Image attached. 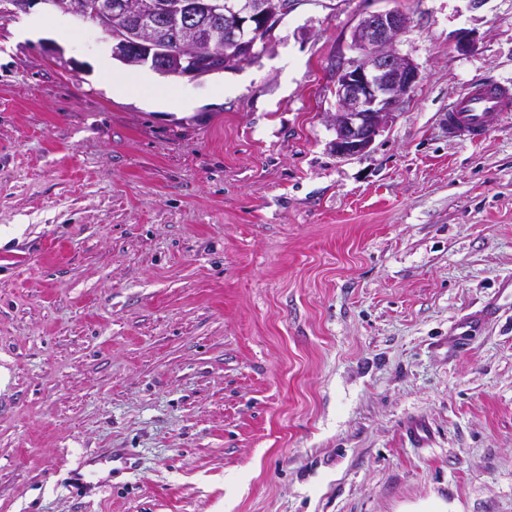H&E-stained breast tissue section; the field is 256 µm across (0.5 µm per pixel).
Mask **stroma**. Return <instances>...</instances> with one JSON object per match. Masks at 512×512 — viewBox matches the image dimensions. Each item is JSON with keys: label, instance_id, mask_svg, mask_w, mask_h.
Wrapping results in <instances>:
<instances>
[{"label": "stroma", "instance_id": "obj_1", "mask_svg": "<svg viewBox=\"0 0 512 512\" xmlns=\"http://www.w3.org/2000/svg\"><path fill=\"white\" fill-rule=\"evenodd\" d=\"M393 9L420 82L337 157L336 67ZM56 17L0 19V512H512V118L446 122L512 83V0H298L251 63L153 89ZM512 112V86L483 77L448 104V138L476 144L484 141Z\"/></svg>", "mask_w": 512, "mask_h": 512}]
</instances>
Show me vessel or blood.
I'll use <instances>...</instances> for the list:
<instances>
[{
    "mask_svg": "<svg viewBox=\"0 0 512 512\" xmlns=\"http://www.w3.org/2000/svg\"><path fill=\"white\" fill-rule=\"evenodd\" d=\"M512 115V85L483 77L448 105L449 139L476 144L484 141Z\"/></svg>",
    "mask_w": 512,
    "mask_h": 512,
    "instance_id": "vessel-or-blood-1",
    "label": "vessel or blood"
}]
</instances>
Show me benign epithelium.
Wrapping results in <instances>:
<instances>
[{
  "label": "benign epithelium",
  "instance_id": "7a95c632",
  "mask_svg": "<svg viewBox=\"0 0 512 512\" xmlns=\"http://www.w3.org/2000/svg\"><path fill=\"white\" fill-rule=\"evenodd\" d=\"M90 21L112 37V55L127 65L152 64L159 72L194 79L238 66L258 54L295 0H244L226 24L205 22L223 14V0H0L7 17L36 3ZM409 25L399 10L371 13L356 26L359 57L336 68V112L331 146L346 158L366 152L420 81L418 67L392 49Z\"/></svg>",
  "mask_w": 512,
  "mask_h": 512
}]
</instances>
